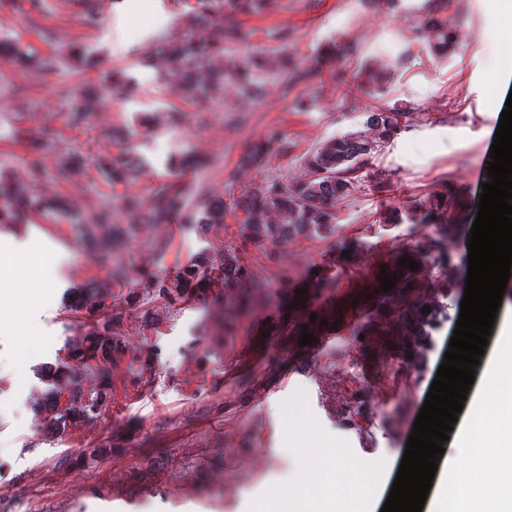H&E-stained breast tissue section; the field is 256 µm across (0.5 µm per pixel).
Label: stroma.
I'll return each mask as SVG.
<instances>
[{"label":"stroma","instance_id":"35a3bbf8","mask_svg":"<svg viewBox=\"0 0 512 512\" xmlns=\"http://www.w3.org/2000/svg\"><path fill=\"white\" fill-rule=\"evenodd\" d=\"M95 8L96 26L84 23ZM197 0H0V179L49 202L48 210L0 226V252L35 248L52 290L31 304L18 329L0 333V512H257L264 489L297 474L288 421L296 416L313 438L343 461L398 471L413 423L444 359L464 296L467 238L478 210V170L500 115L489 83L499 67L488 0H452L454 41L433 54L417 16L390 12L385 0H266L257 13H234L246 32L211 62L232 74L262 54L265 95L241 105L228 82L224 96L199 109L173 72L160 68L167 40L204 42ZM289 30L288 42L278 34ZM353 46L335 69L315 70L332 44ZM384 91L357 86L365 63L398 50ZM308 71L282 90L284 55ZM55 57L46 70L44 58ZM344 82H337V71ZM120 75L132 96L107 95L77 126L67 114L89 85ZM308 98L307 108L294 105ZM414 109L401 130L375 154L361 187L336 207V232L303 234L267 248L243 242L237 215L202 234L175 215L149 220L157 191L176 186L183 207L198 210L206 194L232 201L263 179L302 175V157L326 140L362 129L369 112L399 103ZM123 128L124 139L112 136ZM284 133V152L260 168L243 157L267 133ZM32 140L43 141L37 151ZM129 152L135 178L112 182L98 156ZM43 176L32 181V168ZM393 188L378 191L373 171ZM447 189L454 241L447 262L429 259L427 301H448V316L423 355L385 350L376 284L398 248L433 236L429 224L406 215L412 204ZM134 196L137 209L124 200ZM111 211L128 234L116 256L124 287L108 306L69 307L67 296L105 280L110 266L97 243L113 225H90ZM238 249L256 276L241 290L249 305L226 318L227 301L212 292L169 307L152 302L147 274H174L203 251ZM135 304H126L127 294ZM337 325L323 347L294 352L293 327L311 312ZM120 317L123 348L111 366L112 395L94 421L60 434L45 430L34 407L46 390L39 374L65 358L82 332L104 316ZM262 358L246 364L252 345ZM27 353V391L16 388L17 356ZM237 377L225 382L226 369Z\"/></svg>","mask_w":512,"mask_h":512}]
</instances>
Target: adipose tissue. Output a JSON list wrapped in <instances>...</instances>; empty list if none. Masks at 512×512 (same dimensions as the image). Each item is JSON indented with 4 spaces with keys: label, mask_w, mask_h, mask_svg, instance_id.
Masks as SVG:
<instances>
[{
    "label": "adipose tissue",
    "mask_w": 512,
    "mask_h": 512,
    "mask_svg": "<svg viewBox=\"0 0 512 512\" xmlns=\"http://www.w3.org/2000/svg\"><path fill=\"white\" fill-rule=\"evenodd\" d=\"M456 442L470 449L472 465L464 467L458 456L448 458V481L437 486L436 494L442 512H473L475 503L507 484L503 451L512 447V338L487 359L470 409L458 424ZM300 466L314 471L313 488L275 485L266 493L268 502L284 508L298 502L302 512H357V503L363 502L373 512L390 478L380 470L349 466L328 448L302 449Z\"/></svg>",
    "instance_id": "obj_1"
}]
</instances>
